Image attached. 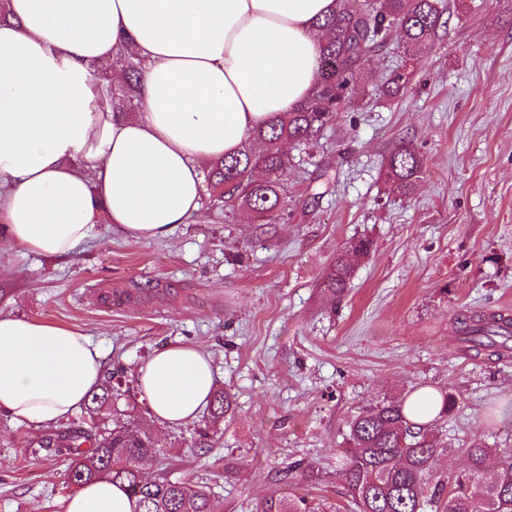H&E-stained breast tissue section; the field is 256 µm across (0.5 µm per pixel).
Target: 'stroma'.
Returning a JSON list of instances; mask_svg holds the SVG:
<instances>
[{
	"mask_svg": "<svg viewBox=\"0 0 512 512\" xmlns=\"http://www.w3.org/2000/svg\"><path fill=\"white\" fill-rule=\"evenodd\" d=\"M442 23L410 83L376 93L400 65L398 32L354 87L351 105L309 150L289 146L281 210L262 223L239 201L203 203L165 238L105 224L71 255L13 249L0 312L89 334L113 385L156 441L166 471L206 487L214 512H254L286 487L322 512H348L336 472L348 422L368 405L447 390L442 473L471 442L512 450V349L465 342L475 314L512 317V0H441ZM424 166L411 194L382 165L401 142ZM348 288L320 278L353 238ZM211 356L234 398L209 429L152 422L139 367L176 344ZM0 413V512H56L66 463ZM318 472L301 479L294 463Z\"/></svg>",
	"mask_w": 512,
	"mask_h": 512,
	"instance_id": "obj_1",
	"label": "stroma"
}]
</instances>
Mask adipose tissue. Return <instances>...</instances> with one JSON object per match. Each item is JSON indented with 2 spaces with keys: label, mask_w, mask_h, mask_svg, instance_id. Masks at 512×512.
Listing matches in <instances>:
<instances>
[{
  "label": "adipose tissue",
  "mask_w": 512,
  "mask_h": 512,
  "mask_svg": "<svg viewBox=\"0 0 512 512\" xmlns=\"http://www.w3.org/2000/svg\"><path fill=\"white\" fill-rule=\"evenodd\" d=\"M0 21V241L56 257L94 225L169 235L202 206L201 169L231 156L320 77L318 24L337 0H7ZM142 63L138 109L111 112L91 80L118 49ZM208 353L173 345L138 371L150 416L196 420ZM103 381L83 331L0 313V412L36 430L68 420ZM103 479L58 512H136Z\"/></svg>",
  "instance_id": "1"
}]
</instances>
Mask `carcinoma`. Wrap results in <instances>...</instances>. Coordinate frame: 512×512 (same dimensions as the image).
I'll return each mask as SVG.
<instances>
[{"label": "carcinoma", "mask_w": 512, "mask_h": 512, "mask_svg": "<svg viewBox=\"0 0 512 512\" xmlns=\"http://www.w3.org/2000/svg\"><path fill=\"white\" fill-rule=\"evenodd\" d=\"M438 0H357L319 23L334 37L320 49L325 72L311 96L297 109L273 117L254 131L250 140L260 144L256 154L243 146L229 159L211 164L206 175L210 195L217 201L238 198L260 217L278 211L280 174L288 166L281 144L316 142L348 109L351 87L364 68L386 47L391 28L400 30L405 53L417 59L432 42L440 25ZM112 74V109L137 101L142 74L133 54H117ZM423 159L408 143L395 148L385 161L386 179L410 191L419 178ZM260 169L265 178H254ZM369 238H356L336 254L324 271L320 287L333 295L347 288L352 275L350 255H367ZM465 340L507 346L512 321L480 316L465 329ZM112 384H103L85 405L88 419H77L43 435L40 445L68 461L67 483L80 487L98 479L125 485L140 512H214L210 494L185 481L173 484L159 468L160 449L135 416L115 419L112 426L97 422L102 408L112 402ZM453 393L424 391L404 401L383 400L356 415L348 425L347 443L340 461V476L355 512H512V455L481 442L465 449L467 465L443 477L437 471L447 442L435 422L456 407ZM435 412L433 420L416 423L422 409ZM232 414V396L217 392L209 405L212 420ZM255 512H310L307 500L284 488L258 504Z\"/></svg>", "instance_id": "1"}]
</instances>
